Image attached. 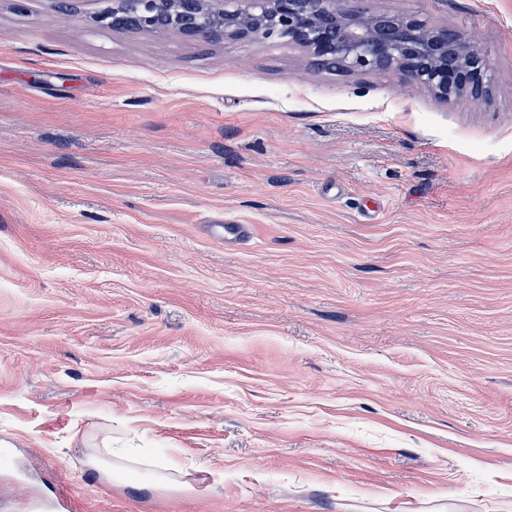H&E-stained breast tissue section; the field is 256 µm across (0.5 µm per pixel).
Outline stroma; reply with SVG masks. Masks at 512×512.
<instances>
[{"mask_svg": "<svg viewBox=\"0 0 512 512\" xmlns=\"http://www.w3.org/2000/svg\"><path fill=\"white\" fill-rule=\"evenodd\" d=\"M114 5L0 0V512H512V0H355L448 102Z\"/></svg>", "mask_w": 512, "mask_h": 512, "instance_id": "stroma-1", "label": "stroma"}]
</instances>
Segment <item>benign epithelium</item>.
<instances>
[{"label": "benign epithelium", "instance_id": "7a95c632", "mask_svg": "<svg viewBox=\"0 0 512 512\" xmlns=\"http://www.w3.org/2000/svg\"><path fill=\"white\" fill-rule=\"evenodd\" d=\"M113 12L134 11L142 28L170 29L209 39L246 37L262 32L286 37L306 48L315 60L335 57L345 68L386 67L408 83L428 87L443 101L489 85L490 61L463 35L428 28L399 14L364 16L343 0H195L192 21L182 0H117ZM459 69L447 65L448 51Z\"/></svg>", "mask_w": 512, "mask_h": 512}]
</instances>
